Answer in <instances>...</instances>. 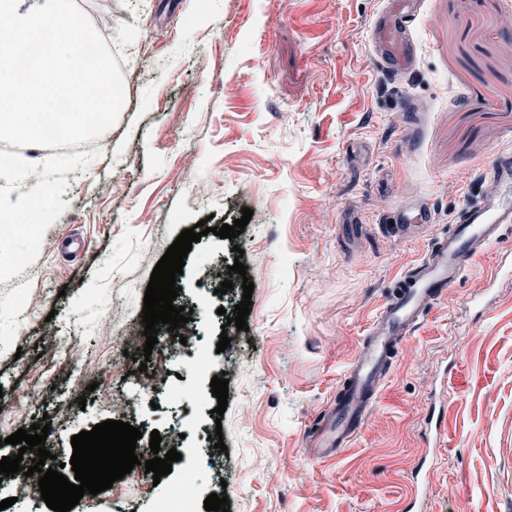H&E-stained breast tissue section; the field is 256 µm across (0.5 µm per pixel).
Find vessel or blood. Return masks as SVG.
<instances>
[{"label": "vessel or blood", "mask_w": 512, "mask_h": 512, "mask_svg": "<svg viewBox=\"0 0 512 512\" xmlns=\"http://www.w3.org/2000/svg\"><path fill=\"white\" fill-rule=\"evenodd\" d=\"M420 7V0H403L374 24L377 61L390 75L406 74L416 58L412 23ZM482 173L497 183V193L465 202L452 229L435 236L427 254L397 280L319 422L314 446L320 454L331 455L350 444L370 415L395 349L432 304L447 299L466 263L497 238L502 225L512 224V155L491 156Z\"/></svg>", "instance_id": "vessel-or-blood-1"}]
</instances>
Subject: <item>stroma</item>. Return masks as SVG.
<instances>
[{"label": "stroma", "mask_w": 512, "mask_h": 512, "mask_svg": "<svg viewBox=\"0 0 512 512\" xmlns=\"http://www.w3.org/2000/svg\"><path fill=\"white\" fill-rule=\"evenodd\" d=\"M75 2L110 20L131 96L103 137L39 157L43 225L11 237L26 265L0 269V457L45 418L48 465L72 476V436L113 419L141 431L140 463L72 512H159L189 470L230 512H512V224L395 351L351 444L311 446L399 273L489 190L483 163L512 152V0H424L398 80L372 48L386 0ZM422 202L431 223L398 237L394 211ZM246 207L242 234L215 236ZM204 219L214 231L179 277L191 345L147 355L102 335L103 311L141 318L154 267ZM238 258L246 274L218 294L213 267ZM246 280L240 331L226 315ZM157 372L192 400L169 401ZM154 431L182 455L158 482Z\"/></svg>", "instance_id": "35a3bbf8"}]
</instances>
